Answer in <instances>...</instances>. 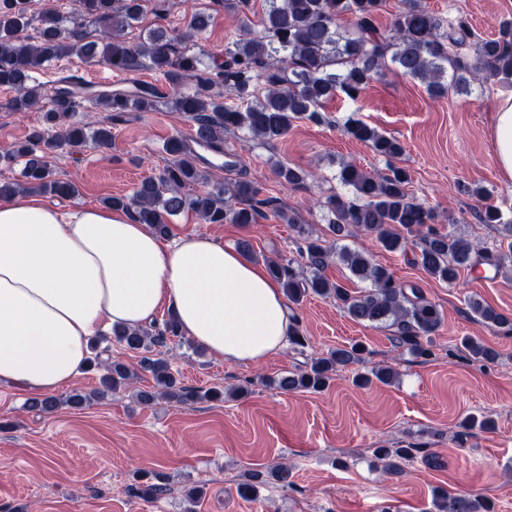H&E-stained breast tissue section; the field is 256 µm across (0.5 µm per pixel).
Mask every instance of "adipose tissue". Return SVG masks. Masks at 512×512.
Masks as SVG:
<instances>
[{
    "mask_svg": "<svg viewBox=\"0 0 512 512\" xmlns=\"http://www.w3.org/2000/svg\"><path fill=\"white\" fill-rule=\"evenodd\" d=\"M494 141L511 181L512 95L498 102ZM163 309L227 362L260 363L288 343L279 285L212 237L184 234L170 245L126 210L0 199V384L52 395L81 375L92 336L144 325Z\"/></svg>",
    "mask_w": 512,
    "mask_h": 512,
    "instance_id": "obj_1",
    "label": "adipose tissue"
}]
</instances>
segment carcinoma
<instances>
[{"instance_id":"obj_1","label":"carcinoma","mask_w":512,"mask_h":512,"mask_svg":"<svg viewBox=\"0 0 512 512\" xmlns=\"http://www.w3.org/2000/svg\"><path fill=\"white\" fill-rule=\"evenodd\" d=\"M69 16L52 5L41 13L36 36L26 34L32 26L26 0H0V87L15 92L10 105L15 111L28 110L42 99L50 101L44 112L47 128L32 131L27 138L0 156L3 160L24 161L22 183H0V197L38 189L64 197L76 195V186L52 178L48 152L64 145L79 147L91 138L99 145L112 144V126L101 125L92 133L74 120L78 108L90 101L108 112L149 111L155 108L157 89L134 83L132 90L85 84L73 75L60 77L52 90L37 81L44 64L76 55L96 57L115 72L125 75L149 69L159 72L174 86L193 84L190 93L179 92L171 103L177 112L195 123L191 140L169 139L164 151L169 159L162 173L140 183L132 196H112L104 204L130 211L140 224L160 237L170 232L168 217L190 210L207 224H254L259 216L256 189L245 180L226 184L195 196L183 193L201 178L200 165L213 162L193 154L190 144L208 146L218 156L224 154V133L245 130L266 143L287 134L292 122L307 118L318 122L325 104L340 95L353 98L372 81L392 68L403 76L418 79L428 93L441 98L449 91L463 93L471 84L512 77V20L503 22L499 34L490 38L475 35L468 19L461 15L450 22L426 9L422 0H402V8L387 29L377 19L386 0H264L257 23L243 22L242 37L228 42L224 61L214 67L203 65L193 54L178 50L183 42L206 29L208 17L194 15L184 30L152 29L147 38L132 47L125 40L127 29L141 21L145 0H74ZM99 26L94 39L87 40L86 23ZM240 101L224 104L223 89ZM344 132L367 144L387 162V172L371 173L343 163L337 171L340 183L351 188L324 201L331 214L328 230L332 237L352 233L377 237L388 250L405 248L406 231L418 234V261L431 277L450 285L463 270L474 271L483 264L502 268L512 262V225L501 229L506 249L490 253L473 242L433 227L437 216L408 192L410 172L397 165L404 146L358 119L344 124ZM279 182L292 188L304 185L308 173L284 162L274 164ZM297 257L271 260L266 269L292 304L309 295L336 302L344 314L358 323L394 326L397 345L416 357L432 355V338L443 314L415 284L397 281L386 268L375 264L362 252L327 245L320 239H304ZM333 263L344 266L350 275L369 288L354 292L340 281L325 275ZM470 311L481 320L505 325L509 319L481 302L468 300ZM112 336L125 350L141 355L140 368L151 374L154 390L138 393V400L149 404L156 394L177 400H215L224 391L211 388L202 394L178 385L166 358L155 354L169 338L181 336L173 316L163 323L153 322L136 328L114 326ZM476 362L492 360L495 352L481 341H462ZM88 367L103 369L102 390L111 393L132 377L120 360L112 359L110 347L96 342ZM361 344L311 356L306 368L271 380L278 389L321 391L339 367L362 359ZM396 378L387 365H377L368 373L356 375L360 386L377 381L388 384ZM413 448H376L374 457L388 471H401V463L414 456ZM435 512H492L491 505L474 495L437 493Z\"/></svg>"}]
</instances>
